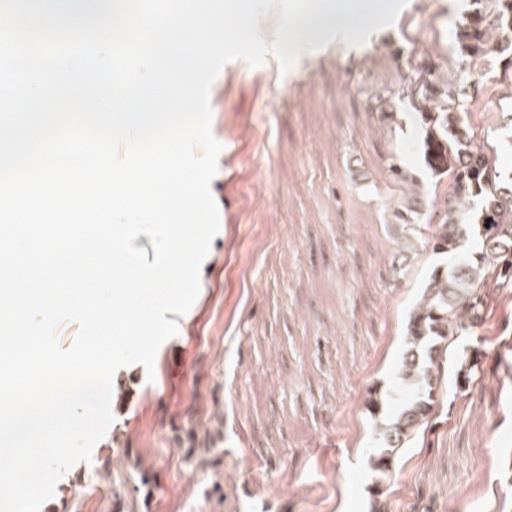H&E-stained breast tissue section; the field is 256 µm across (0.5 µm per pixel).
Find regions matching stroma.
Wrapping results in <instances>:
<instances>
[{
    "mask_svg": "<svg viewBox=\"0 0 512 512\" xmlns=\"http://www.w3.org/2000/svg\"><path fill=\"white\" fill-rule=\"evenodd\" d=\"M478 0H408L360 47L327 33L283 72L227 63L210 91L221 143L211 190L220 228L200 292L153 372L118 370L115 421L91 463L41 512H512V295L484 326V371L378 482L369 456L393 412L405 322L439 259L406 242L385 158L421 171L423 120L406 86L435 72L464 103L499 84L473 132H500L512 79L463 60L457 25ZM381 498H374L375 488Z\"/></svg>",
    "mask_w": 512,
    "mask_h": 512,
    "instance_id": "35a3bbf8",
    "label": "stroma"
}]
</instances>
